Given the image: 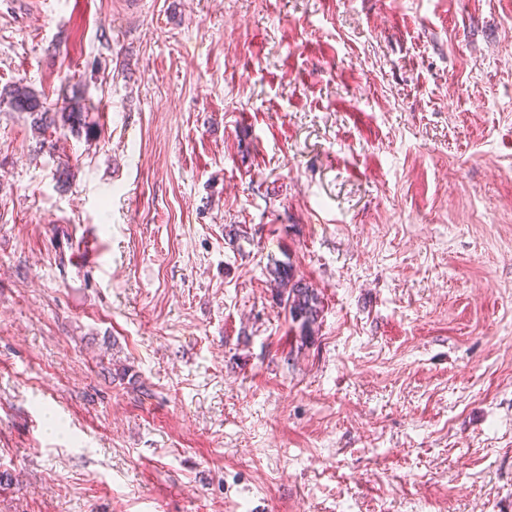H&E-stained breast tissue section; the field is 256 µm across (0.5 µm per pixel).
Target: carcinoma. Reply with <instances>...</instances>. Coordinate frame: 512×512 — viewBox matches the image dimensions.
I'll return each mask as SVG.
<instances>
[{"mask_svg":"<svg viewBox=\"0 0 512 512\" xmlns=\"http://www.w3.org/2000/svg\"><path fill=\"white\" fill-rule=\"evenodd\" d=\"M81 98L83 94L77 90L73 98L63 102L60 111L53 112L37 92L27 86L16 85L9 92V105L14 111L28 113L36 129L43 135L51 128L66 124L73 130L81 125ZM267 275L276 290L279 305L299 330L300 339L311 337L322 312V301L317 290L298 277L289 263H278L268 268Z\"/></svg>","mask_w":512,"mask_h":512,"instance_id":"1","label":"carcinoma"}]
</instances>
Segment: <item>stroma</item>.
<instances>
[{
  "label": "stroma",
  "mask_w": 512,
  "mask_h": 512,
  "mask_svg": "<svg viewBox=\"0 0 512 512\" xmlns=\"http://www.w3.org/2000/svg\"><path fill=\"white\" fill-rule=\"evenodd\" d=\"M17 83L0 512H512V0H0ZM74 97L70 101L63 102L60 107L61 112H51L49 107H46V99H42L34 90L27 86L16 85L9 92V105L12 110L17 112H27L32 117L33 124L40 134L44 135L50 128L57 129V127L69 124L71 129H78L82 127V106L80 100L83 99V94L79 90H75ZM267 275L276 290L279 305L299 330L300 339L311 337L322 312V301L317 290L298 277L289 262L269 267Z\"/></svg>",
  "instance_id": "35a3bbf8"
}]
</instances>
